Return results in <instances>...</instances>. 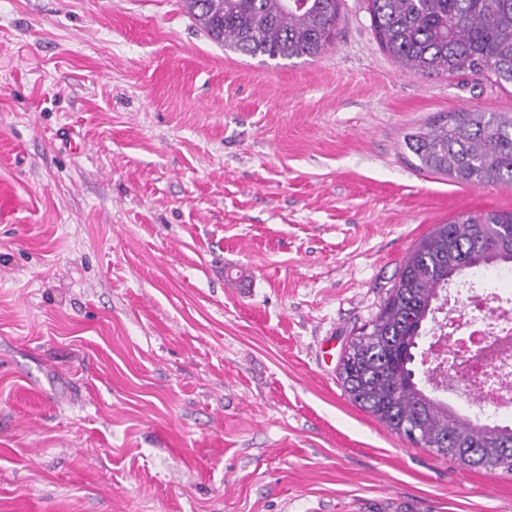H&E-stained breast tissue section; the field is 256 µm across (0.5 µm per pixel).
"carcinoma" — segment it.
<instances>
[{"instance_id": "cac0c4a2", "label": "carcinoma", "mask_w": 512, "mask_h": 512, "mask_svg": "<svg viewBox=\"0 0 512 512\" xmlns=\"http://www.w3.org/2000/svg\"><path fill=\"white\" fill-rule=\"evenodd\" d=\"M185 2L211 40L250 57L314 58L336 39L340 0ZM367 10L381 48L413 73H486L512 85V0H367ZM403 142L422 171L465 186L512 185V115L442 112ZM462 266L512 270V211L462 216L420 238L380 311L350 340L338 377L351 401L392 432L445 457L447 448L471 453L473 467L492 470L497 457L512 456V424L456 414L418 386L412 368L436 302Z\"/></svg>"}]
</instances>
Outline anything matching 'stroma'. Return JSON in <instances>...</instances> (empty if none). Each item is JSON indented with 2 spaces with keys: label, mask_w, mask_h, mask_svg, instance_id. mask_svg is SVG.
I'll list each match as a JSON object with an SVG mask.
<instances>
[{
  "label": "stroma",
  "mask_w": 512,
  "mask_h": 512,
  "mask_svg": "<svg viewBox=\"0 0 512 512\" xmlns=\"http://www.w3.org/2000/svg\"><path fill=\"white\" fill-rule=\"evenodd\" d=\"M464 108L512 88L406 71L365 0L291 60L183 0H0V512H512L337 376L421 237L512 211L403 146Z\"/></svg>",
  "instance_id": "35a3bbf8"
}]
</instances>
